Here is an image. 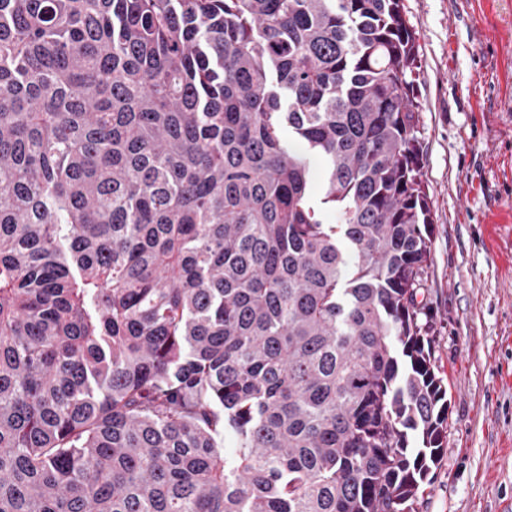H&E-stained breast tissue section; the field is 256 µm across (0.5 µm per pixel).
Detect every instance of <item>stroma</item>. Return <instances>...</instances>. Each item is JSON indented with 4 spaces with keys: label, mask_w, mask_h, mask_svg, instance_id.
<instances>
[{
    "label": "stroma",
    "mask_w": 512,
    "mask_h": 512,
    "mask_svg": "<svg viewBox=\"0 0 512 512\" xmlns=\"http://www.w3.org/2000/svg\"><path fill=\"white\" fill-rule=\"evenodd\" d=\"M447 441L418 512H512V0H403Z\"/></svg>",
    "instance_id": "1"
}]
</instances>
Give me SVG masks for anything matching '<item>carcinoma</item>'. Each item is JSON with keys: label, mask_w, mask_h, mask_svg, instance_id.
Segmentation results:
<instances>
[{"label": "carcinoma", "mask_w": 512, "mask_h": 512, "mask_svg": "<svg viewBox=\"0 0 512 512\" xmlns=\"http://www.w3.org/2000/svg\"><path fill=\"white\" fill-rule=\"evenodd\" d=\"M417 68L402 0H0V512H417Z\"/></svg>", "instance_id": "1"}]
</instances>
